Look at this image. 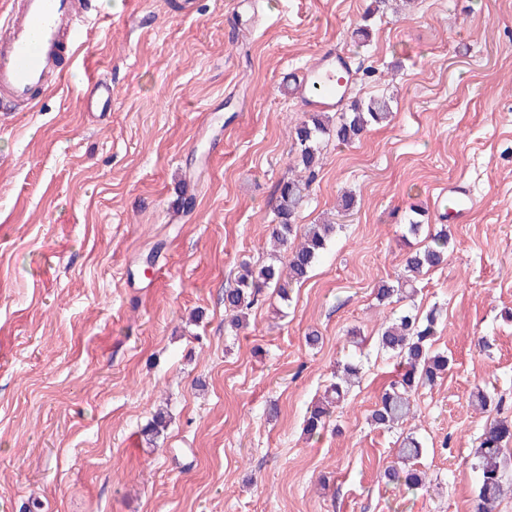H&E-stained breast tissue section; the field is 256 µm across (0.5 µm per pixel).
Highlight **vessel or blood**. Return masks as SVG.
Returning a JSON list of instances; mask_svg holds the SVG:
<instances>
[{
  "label": "vessel or blood",
  "mask_w": 512,
  "mask_h": 512,
  "mask_svg": "<svg viewBox=\"0 0 512 512\" xmlns=\"http://www.w3.org/2000/svg\"><path fill=\"white\" fill-rule=\"evenodd\" d=\"M82 23L75 0H11L7 16L0 17V113L18 111L23 104L34 106L37 92L61 83L66 57L76 54ZM337 73L332 84L316 78L305 81L302 90L310 105L321 110L336 107L334 87L346 84L350 76L343 63ZM85 98L88 108L111 111V82L89 79ZM476 203V196L460 186L442 189L437 195L438 209L460 223Z\"/></svg>",
  "instance_id": "1"
}]
</instances>
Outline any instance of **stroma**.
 Segmentation results:
<instances>
[{"label": "stroma", "instance_id": "stroma-1", "mask_svg": "<svg viewBox=\"0 0 512 512\" xmlns=\"http://www.w3.org/2000/svg\"><path fill=\"white\" fill-rule=\"evenodd\" d=\"M370 2L196 0L183 15L95 0L63 83L0 117V512H473L491 416L471 391L512 418V0L371 17ZM328 47L354 94L392 96V119L323 139L298 221L336 233L288 302L266 291L230 330L224 291L241 262L271 260L310 110L297 85ZM92 76L111 80V111L88 110ZM452 183L478 204L414 299L440 311L450 369L407 423L426 447V485L408 492L382 477L399 430L369 420L395 364L373 290L403 271L411 206L437 224ZM357 351L360 382L308 437L307 408ZM160 409L168 426L147 441Z\"/></svg>", "mask_w": 512, "mask_h": 512}]
</instances>
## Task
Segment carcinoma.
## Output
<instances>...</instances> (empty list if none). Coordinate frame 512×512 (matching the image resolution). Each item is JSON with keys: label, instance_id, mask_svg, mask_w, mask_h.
<instances>
[{"label": "carcinoma", "instance_id": "1", "mask_svg": "<svg viewBox=\"0 0 512 512\" xmlns=\"http://www.w3.org/2000/svg\"><path fill=\"white\" fill-rule=\"evenodd\" d=\"M392 116L390 99L357 98L331 118L324 112H312L295 126L297 153L288 177L281 180L273 207L276 224L271 227L274 243L287 252L286 269L268 264L255 270L249 264L241 265L236 287L224 290L225 322L238 330L246 324L248 311L258 302L266 288H274L280 297L287 296V288L303 283L314 264L327 249L336 229L334 224L296 223L298 214L307 204L316 171L323 157L321 140L328 136L349 144L359 140L373 126L388 123ZM448 225L442 224L429 232L425 242L409 250L405 258V274L393 282H383L374 289L381 304L401 302L417 293L418 276L448 262ZM439 313L431 309L426 316L417 309H404L384 323L377 338L378 347L390 354L402 366L401 371L382 392L370 414L371 424L392 429L414 415V395L421 387L433 386L448 371V356L433 349L437 334ZM362 364L349 360L336 372V380L326 390L320 402L307 411L304 432L313 437L321 434L334 411L345 401L352 386L361 378ZM471 404L489 413L499 410L495 396L485 388L476 387L470 393ZM512 443V419H492L479 436L474 453L473 469L477 475L474 512H494L505 493V473L508 467L507 446ZM425 452L424 444L409 433L400 441L396 455L402 466H390L383 472L389 482L408 490L425 484V472L415 462Z\"/></svg>", "mask_w": 512, "mask_h": 512}]
</instances>
